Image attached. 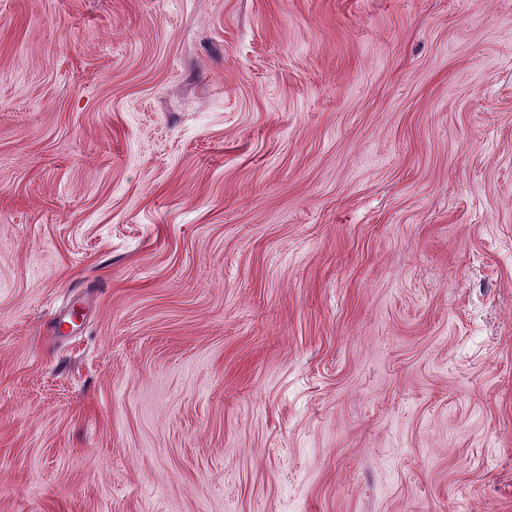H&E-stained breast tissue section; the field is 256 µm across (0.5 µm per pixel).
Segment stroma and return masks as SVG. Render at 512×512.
<instances>
[{
    "label": "stroma",
    "mask_w": 512,
    "mask_h": 512,
    "mask_svg": "<svg viewBox=\"0 0 512 512\" xmlns=\"http://www.w3.org/2000/svg\"><path fill=\"white\" fill-rule=\"evenodd\" d=\"M0 512H512V0H0Z\"/></svg>",
    "instance_id": "stroma-1"
}]
</instances>
